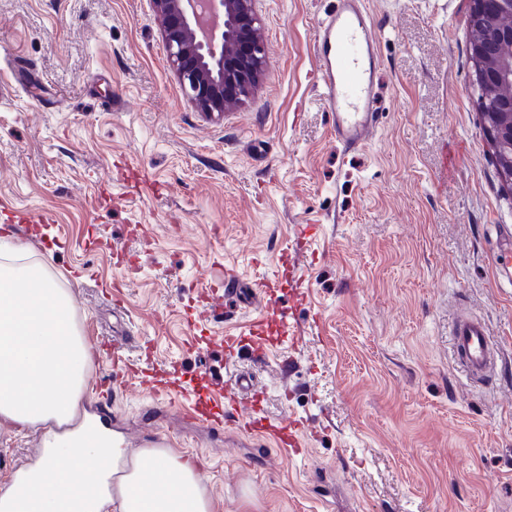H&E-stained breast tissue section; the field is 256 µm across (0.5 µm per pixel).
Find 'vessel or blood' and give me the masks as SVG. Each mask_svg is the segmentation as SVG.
<instances>
[{
	"mask_svg": "<svg viewBox=\"0 0 512 512\" xmlns=\"http://www.w3.org/2000/svg\"><path fill=\"white\" fill-rule=\"evenodd\" d=\"M313 50L319 62L317 83L328 105L333 135L344 150L364 147L379 125L375 107L376 77L380 67L373 38V20L365 0H338L336 9L318 23ZM259 289L236 287L224 292V311L228 314L257 307ZM457 361L472 378L485 376L497 360V345L485 323L477 316L458 312L451 327ZM228 389L234 399L254 402L258 390L247 374L235 377ZM186 409L194 411L199 421L210 425L222 423L221 404L203 402L196 394L185 396ZM246 433L271 437L287 446L289 455H304L305 441L299 424L273 426L257 419L254 412L243 415Z\"/></svg>",
	"mask_w": 512,
	"mask_h": 512,
	"instance_id": "1",
	"label": "vessel or blood"
}]
</instances>
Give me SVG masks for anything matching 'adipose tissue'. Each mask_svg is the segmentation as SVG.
Masks as SVG:
<instances>
[{
    "label": "adipose tissue",
    "instance_id": "1",
    "mask_svg": "<svg viewBox=\"0 0 512 512\" xmlns=\"http://www.w3.org/2000/svg\"><path fill=\"white\" fill-rule=\"evenodd\" d=\"M91 350L70 295L32 264H0V419L64 423ZM53 493H46V486ZM0 512H213L193 461L168 448L127 454L107 436L48 434L37 463L0 491Z\"/></svg>",
    "mask_w": 512,
    "mask_h": 512
}]
</instances>
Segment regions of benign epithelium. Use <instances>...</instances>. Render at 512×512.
I'll return each mask as SVG.
<instances>
[{
    "mask_svg": "<svg viewBox=\"0 0 512 512\" xmlns=\"http://www.w3.org/2000/svg\"><path fill=\"white\" fill-rule=\"evenodd\" d=\"M169 66L183 92L206 113L226 112L251 99L264 73L262 22L255 0H149ZM472 24L501 15L505 0H470ZM470 60L478 76L495 75L500 53L475 37ZM512 138V79L497 82L496 100L483 106Z\"/></svg>",
    "mask_w": 512,
    "mask_h": 512,
    "instance_id": "benign-epithelium-1",
    "label": "benign epithelium"
}]
</instances>
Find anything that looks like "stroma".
Masks as SVG:
<instances>
[{"label":"stroma","mask_w":512,"mask_h":512,"mask_svg":"<svg viewBox=\"0 0 512 512\" xmlns=\"http://www.w3.org/2000/svg\"><path fill=\"white\" fill-rule=\"evenodd\" d=\"M336 6L257 0L262 81L209 118L149 0H0V233L70 293L93 357L82 405L114 388L109 426L196 460L213 512H512V195L472 82L469 0H366L382 118L352 153L311 52ZM228 269L266 282V309L212 318L207 286ZM460 309L499 345L488 381L452 356ZM125 332L146 348L119 375ZM146 365L216 399L250 373L261 416L305 423L306 455L187 418ZM41 433L0 422V482Z\"/></svg>","instance_id":"obj_1"}]
</instances>
